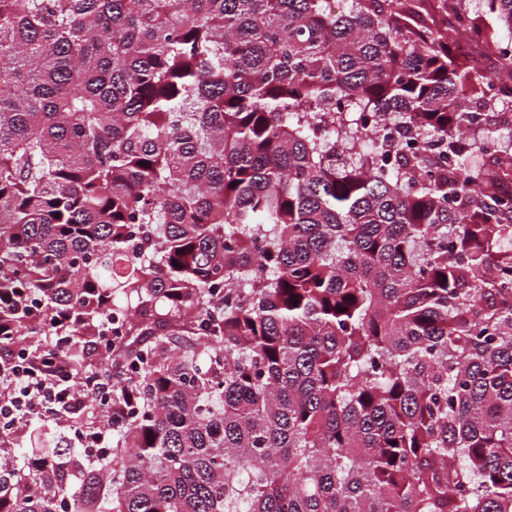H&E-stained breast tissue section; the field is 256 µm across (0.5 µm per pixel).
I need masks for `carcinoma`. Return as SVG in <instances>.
<instances>
[{
    "instance_id": "1",
    "label": "carcinoma",
    "mask_w": 512,
    "mask_h": 512,
    "mask_svg": "<svg viewBox=\"0 0 512 512\" xmlns=\"http://www.w3.org/2000/svg\"><path fill=\"white\" fill-rule=\"evenodd\" d=\"M348 2L0 0V352L123 374L0 512H512V58Z\"/></svg>"
}]
</instances>
